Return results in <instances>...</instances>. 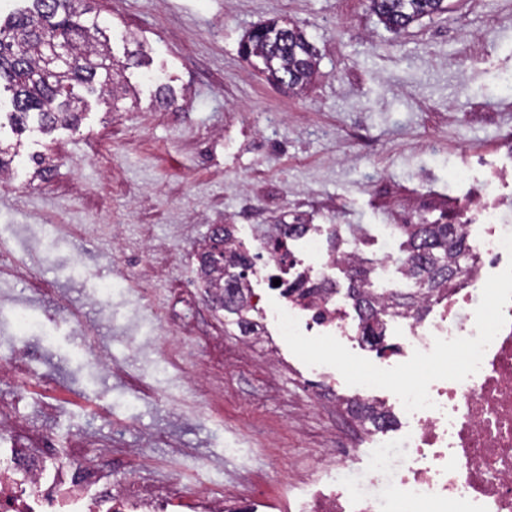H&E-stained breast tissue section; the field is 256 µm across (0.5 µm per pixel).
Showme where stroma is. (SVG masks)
<instances>
[{"label":"stroma","instance_id":"1","mask_svg":"<svg viewBox=\"0 0 512 512\" xmlns=\"http://www.w3.org/2000/svg\"><path fill=\"white\" fill-rule=\"evenodd\" d=\"M446 2L396 33L370 0H94L116 59L140 49L150 64L126 69V98L90 96L76 126H0V141L21 144L0 174V245L46 287L29 292L0 269V362L23 341L14 311L51 338L27 395L0 377V400L60 449L88 438L82 464L111 468L113 484L136 475L190 495L203 481L229 500L244 479L258 512H290L320 449H352L351 472L363 469L379 432L308 390L305 359L350 373L365 355L287 341L286 364L271 366L196 287L197 259L213 225H235L254 255L262 225L295 217L340 225L348 249L361 229L375 259L412 206L435 217L463 198L456 167L512 169L499 147L512 131V0ZM271 19L316 50L303 91L239 53ZM162 84L172 102L157 100ZM105 284L107 303L93 297ZM175 334L223 392L203 395L162 356ZM91 345L117 373L100 371Z\"/></svg>","mask_w":512,"mask_h":512}]
</instances>
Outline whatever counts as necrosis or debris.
<instances>
[{
	"label": "necrosis or debris",
	"mask_w": 512,
	"mask_h": 512,
	"mask_svg": "<svg viewBox=\"0 0 512 512\" xmlns=\"http://www.w3.org/2000/svg\"><path fill=\"white\" fill-rule=\"evenodd\" d=\"M507 173L482 181V191L450 209L464 219L475 265L421 317H380L397 329V342L377 349L363 375L346 385L354 402L395 422L368 467L337 481L345 459L328 454L319 464L330 493L312 495L296 512H388L391 501L411 512H512V212L497 195ZM299 251L267 247L262 273L275 293L249 289L248 340L265 335L301 337L357 347L362 322L339 293H311L307 284L329 279L336 256L324 253L314 231ZM455 356L451 370L417 388L395 387L397 374L435 355ZM178 489L157 492L132 480L114 495L111 472L66 466L47 436L22 433L0 405V512H182Z\"/></svg>",
	"instance_id": "4bbe7bcc"
}]
</instances>
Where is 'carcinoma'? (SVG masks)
Returning <instances> with one entry per match:
<instances>
[{
	"mask_svg": "<svg viewBox=\"0 0 512 512\" xmlns=\"http://www.w3.org/2000/svg\"><path fill=\"white\" fill-rule=\"evenodd\" d=\"M30 6L11 14L0 24V84L12 93V129L21 133L34 118L42 131L77 122L84 104L83 94L95 86L114 97L127 92L123 84L128 65L114 60L98 19L88 17V0H28ZM371 10L388 29L398 32L424 16L448 9L445 0H370ZM69 43L74 57L70 66L47 73L42 55L46 41ZM241 54L259 60L262 73L289 88H304L316 67V52L303 32L290 24L270 21L250 31L241 45ZM105 72L104 81L97 80ZM391 231L402 238L398 272L411 282L408 292L395 291L381 296L366 288L374 270L373 262L357 251L343 256L349 266L347 296L353 307L365 315L364 340L372 345L383 336L373 326L378 315L413 314L420 316L427 304L452 287L467 269L473 254L460 224H394ZM224 264L211 261L214 238L199 254L198 276L204 286L221 288L218 304L242 326L248 298L242 288L248 257L229 246L232 225L222 226ZM350 412L375 429L387 425L386 416L368 407L355 406Z\"/></svg>",
	"mask_w": 512,
	"mask_h": 512,
	"instance_id": "obj_1",
	"label": "carcinoma"
}]
</instances>
